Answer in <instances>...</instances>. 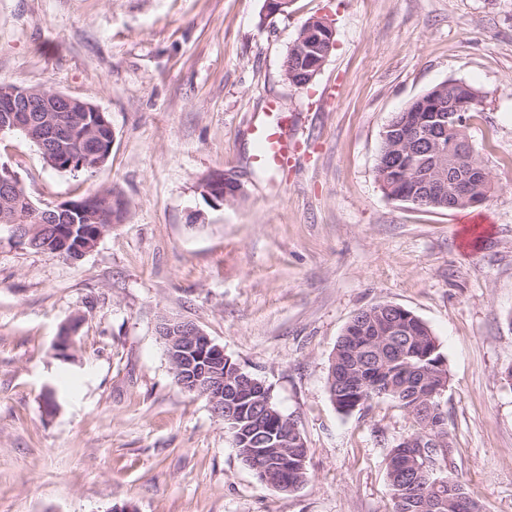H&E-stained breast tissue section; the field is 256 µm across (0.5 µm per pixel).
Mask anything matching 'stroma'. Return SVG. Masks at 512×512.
<instances>
[{"label":"stroma","instance_id":"1","mask_svg":"<svg viewBox=\"0 0 512 512\" xmlns=\"http://www.w3.org/2000/svg\"><path fill=\"white\" fill-rule=\"evenodd\" d=\"M316 17L335 48L299 88L283 61ZM449 80L480 93L467 133L492 192L465 209L387 198L384 127ZM0 81L83 99L114 130L107 162L77 173L0 135L36 206L127 200L76 260L0 227V512H391L386 454L411 418L388 399L339 413L327 389L345 327L380 303L432 330L459 478L483 512H512V0H0ZM271 114L302 143L279 173L252 161L251 125ZM215 170L243 197L207 203ZM165 316L270 388L308 483L260 484L176 385Z\"/></svg>","mask_w":512,"mask_h":512}]
</instances>
